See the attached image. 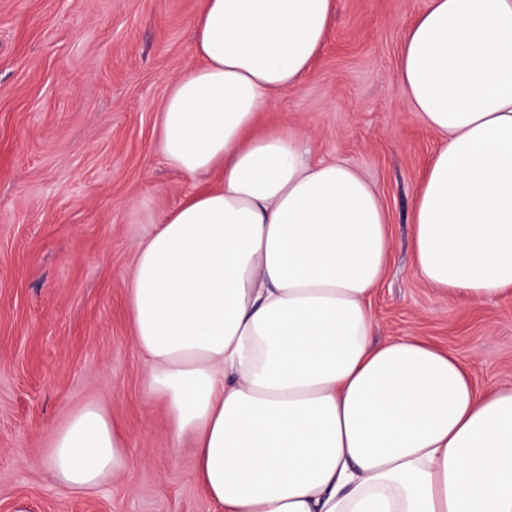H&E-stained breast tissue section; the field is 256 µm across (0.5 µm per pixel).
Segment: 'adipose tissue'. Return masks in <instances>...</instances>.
<instances>
[{
	"label": "adipose tissue",
	"mask_w": 512,
	"mask_h": 512,
	"mask_svg": "<svg viewBox=\"0 0 512 512\" xmlns=\"http://www.w3.org/2000/svg\"><path fill=\"white\" fill-rule=\"evenodd\" d=\"M334 0H205L197 63L160 117L186 195L134 252L127 304L151 392L219 512H512V386L477 390L419 337L373 343L388 265L375 186L310 163L299 131H258L319 56ZM398 84L442 139L421 179L411 249L444 296L512 292V0H429ZM46 463L76 493L126 464L88 404Z\"/></svg>",
	"instance_id": "adipose-tissue-1"
}]
</instances>
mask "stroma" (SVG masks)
Wrapping results in <instances>:
<instances>
[{"label": "stroma", "mask_w": 512, "mask_h": 512, "mask_svg": "<svg viewBox=\"0 0 512 512\" xmlns=\"http://www.w3.org/2000/svg\"><path fill=\"white\" fill-rule=\"evenodd\" d=\"M428 0H336L323 52L272 118L312 160L371 180L391 252L372 299L375 341L415 334L457 355L478 387L512 384V295H437L418 277L411 212L441 144L396 74ZM203 0H0V512H215L194 450L167 452L171 419L131 338L134 249L192 183L170 165L160 110L195 63ZM89 403L122 434L124 469L77 495L45 464L52 435Z\"/></svg>", "instance_id": "stroma-1"}]
</instances>
